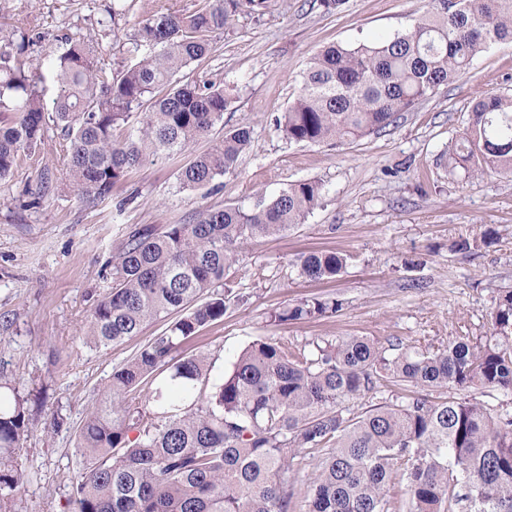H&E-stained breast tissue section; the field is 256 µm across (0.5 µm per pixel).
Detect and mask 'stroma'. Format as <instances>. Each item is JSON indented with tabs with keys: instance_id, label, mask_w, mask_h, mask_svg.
Wrapping results in <instances>:
<instances>
[{
	"instance_id": "1",
	"label": "stroma",
	"mask_w": 512,
	"mask_h": 512,
	"mask_svg": "<svg viewBox=\"0 0 512 512\" xmlns=\"http://www.w3.org/2000/svg\"><path fill=\"white\" fill-rule=\"evenodd\" d=\"M197 0H0V44L15 32L28 39L33 66L81 40L106 68L134 61L137 24L167 8L191 10ZM427 0H347L325 12L318 0H269L265 15H241L214 36L215 53L179 80L209 79L230 98L222 123L185 152L150 156L94 204L61 189L68 158L62 133L47 125L34 154L0 181V375L29 406L35 426L20 457L29 474L13 512H74L76 436L112 369L162 333L164 321L107 348L86 342L97 301L112 284L106 265L126 234L144 224H186L206 205H251L259 194L313 179L325 201L287 232L245 243L224 279L227 309L184 346L204 354L214 373L231 370L250 342L273 338L304 345L367 336L380 345L411 348L449 341L459 326L473 339L491 333L499 289L512 288V178L487 172L449 173L441 155L484 94H512V43L479 53L470 68L393 125L338 146L296 144L276 126L295 98L311 58L330 44L409 29ZM241 125L250 148L230 173L206 188L180 189L178 170ZM54 189L40 195L41 171ZM492 243H482L485 230ZM472 243L454 250L455 241ZM311 251L347 260L331 280L299 275ZM333 298L336 314L279 323L272 314L305 299Z\"/></svg>"
}]
</instances>
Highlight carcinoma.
I'll list each match as a JSON object with an SVG mask.
<instances>
[{"instance_id": "cac0c4a2", "label": "carcinoma", "mask_w": 512, "mask_h": 512, "mask_svg": "<svg viewBox=\"0 0 512 512\" xmlns=\"http://www.w3.org/2000/svg\"><path fill=\"white\" fill-rule=\"evenodd\" d=\"M268 0H203L138 22L134 63L107 76L80 41L52 65L57 94L47 113L25 55L26 38L0 46V180L38 145L47 122L61 127L67 183L91 204L146 154L186 150L223 120L229 104L214 81L176 74L214 51L213 34L238 15H264ZM512 43V0H430L412 29L331 45L310 61L296 98L276 119L294 143L338 145L396 122L495 43ZM129 131L115 138L118 129ZM253 131L239 126L178 172L198 191L235 169ZM448 167L512 178V95L487 94L448 146ZM322 183L300 180L248 207L204 206L188 224L147 225L113 251L112 286L91 313L87 342L113 345L153 320L166 330L112 368L104 401L77 435L75 512H290L285 475L303 450L320 454L309 512H389L395 480L408 512H512V415L478 402L432 397L448 388L512 391V288L498 293L485 342L387 349L367 336L290 347L264 338L213 380L202 354L183 346L224 317L226 272L245 242L278 235L321 206ZM345 258L312 251L300 275L333 279ZM336 299L302 300L272 314L286 323L333 315ZM151 395L136 396L146 380ZM385 384L422 393L370 406L346 403ZM34 419L15 386L0 381V512L29 480L19 464Z\"/></svg>"}]
</instances>
